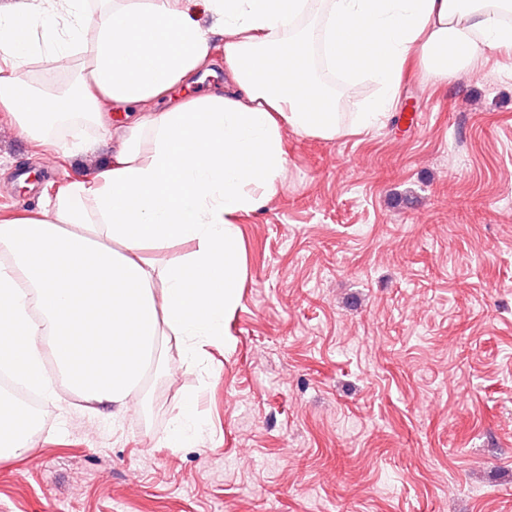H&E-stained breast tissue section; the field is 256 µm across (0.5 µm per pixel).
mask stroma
Here are the masks:
<instances>
[{
  "label": "stroma",
  "instance_id": "35a3bbf8",
  "mask_svg": "<svg viewBox=\"0 0 512 512\" xmlns=\"http://www.w3.org/2000/svg\"><path fill=\"white\" fill-rule=\"evenodd\" d=\"M10 121L0 217L85 172ZM285 143L239 221L229 342L159 345L117 417L39 394L50 423L0 459V512H512V57L412 67L382 126ZM189 396L199 433L167 447Z\"/></svg>",
  "mask_w": 512,
  "mask_h": 512
}]
</instances>
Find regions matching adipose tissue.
Here are the masks:
<instances>
[{
    "label": "adipose tissue",
    "instance_id": "1",
    "mask_svg": "<svg viewBox=\"0 0 512 512\" xmlns=\"http://www.w3.org/2000/svg\"><path fill=\"white\" fill-rule=\"evenodd\" d=\"M511 13L512 0H11L0 110L14 130L58 153L117 148L37 211L0 218V370L47 391L52 355L83 400L122 414L159 342L191 359L225 338L246 277L238 220L277 193L285 132L340 138L341 98L360 128L378 126L410 61L445 83L512 52ZM218 28L228 81L175 96L212 62ZM76 51L74 92H26L29 66L50 74ZM364 82L376 93L362 101ZM178 241L193 245L180 260L140 256Z\"/></svg>",
    "mask_w": 512,
    "mask_h": 512
}]
</instances>
